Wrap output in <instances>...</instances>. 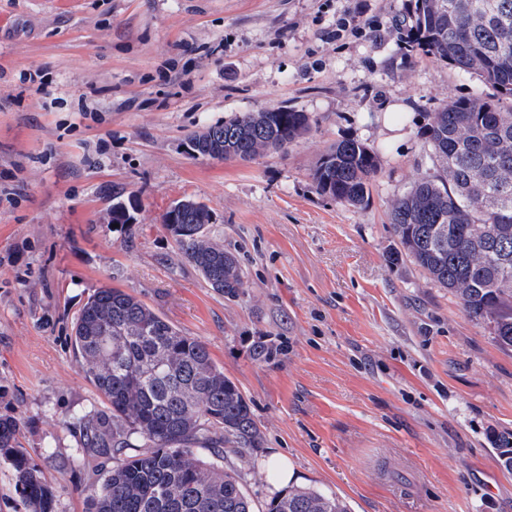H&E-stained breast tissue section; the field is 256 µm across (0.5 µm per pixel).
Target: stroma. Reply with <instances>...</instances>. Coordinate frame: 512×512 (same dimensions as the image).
<instances>
[{
    "mask_svg": "<svg viewBox=\"0 0 512 512\" xmlns=\"http://www.w3.org/2000/svg\"><path fill=\"white\" fill-rule=\"evenodd\" d=\"M407 0H0V415L55 492L85 512L84 415L104 409L69 336L97 288L136 296L205 343L251 404L261 447L226 456L256 512L287 457L350 512H512V348L447 289L391 264L394 201L430 168L429 112L478 82L409 52ZM348 26L331 38L337 19ZM286 106L310 131L249 162L194 158L187 136ZM343 140L374 148L366 203L312 172ZM134 201L112 224L111 187ZM205 202L245 284L214 292L162 224ZM278 351L259 359L252 345Z\"/></svg>",
    "mask_w": 512,
    "mask_h": 512,
    "instance_id": "stroma-1",
    "label": "stroma"
}]
</instances>
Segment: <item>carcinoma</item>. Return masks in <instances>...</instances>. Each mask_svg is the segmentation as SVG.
<instances>
[{
  "label": "carcinoma",
  "instance_id": "obj_1",
  "mask_svg": "<svg viewBox=\"0 0 512 512\" xmlns=\"http://www.w3.org/2000/svg\"><path fill=\"white\" fill-rule=\"evenodd\" d=\"M403 26L415 50L489 85L428 116L431 172L397 198L390 224L404 257L457 299L468 316L512 347V0H413ZM310 129L288 107L241 112L191 133L200 157L253 160L285 152ZM378 153L356 141L330 147L312 173L317 191L351 206L367 200ZM209 208L185 207L175 242L208 285L244 287L235 254L208 238ZM70 344L106 410L84 417L90 459L123 454L87 496V512H253L240 476L219 461L259 448L249 401L205 343L120 288H100L77 314ZM22 419L0 416V457L26 512H54V493L20 441ZM207 448L212 459L198 456ZM133 453H128V450ZM268 512H348L334 493L290 489Z\"/></svg>",
  "mask_w": 512,
  "mask_h": 512
}]
</instances>
